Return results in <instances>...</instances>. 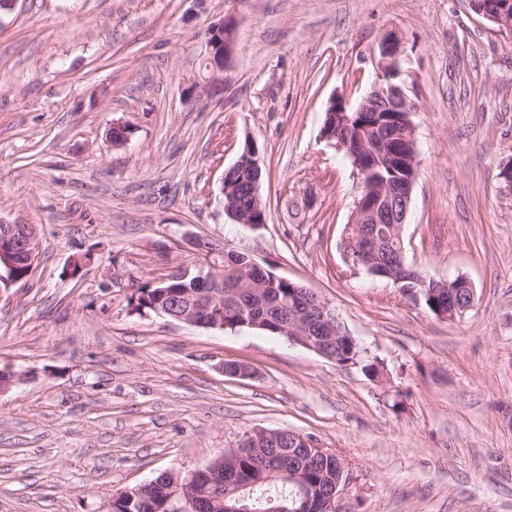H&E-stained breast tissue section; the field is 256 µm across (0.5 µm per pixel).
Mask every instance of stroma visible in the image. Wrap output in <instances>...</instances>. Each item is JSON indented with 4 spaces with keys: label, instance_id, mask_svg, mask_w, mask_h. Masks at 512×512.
Instances as JSON below:
<instances>
[{
    "label": "stroma",
    "instance_id": "obj_1",
    "mask_svg": "<svg viewBox=\"0 0 512 512\" xmlns=\"http://www.w3.org/2000/svg\"><path fill=\"white\" fill-rule=\"evenodd\" d=\"M235 22L223 72L208 28ZM404 38L416 182L405 257L466 277L442 319L353 269L360 195L321 136L358 103L383 34ZM129 123L111 147L113 121ZM268 222L224 213L245 141ZM512 39L468 0H13L0 8V222L33 225L36 267L0 288V512H104L117 491L207 466L255 429L343 459L337 512H512ZM245 252L318 293L387 372L371 381L280 336L134 312L188 237ZM82 258L72 274L74 258ZM237 360L256 376L224 375Z\"/></svg>",
    "mask_w": 512,
    "mask_h": 512
}]
</instances>
